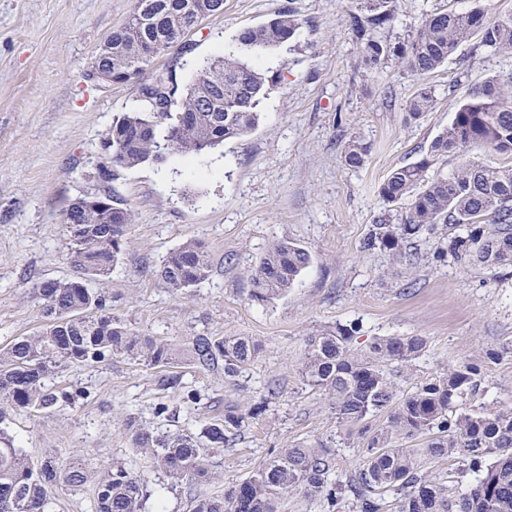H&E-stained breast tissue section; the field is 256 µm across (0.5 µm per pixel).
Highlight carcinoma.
Masks as SVG:
<instances>
[{
    "mask_svg": "<svg viewBox=\"0 0 512 512\" xmlns=\"http://www.w3.org/2000/svg\"><path fill=\"white\" fill-rule=\"evenodd\" d=\"M472 2L466 11L425 15L415 36L397 46L379 37L396 22L397 0H360L348 23L371 71L396 57L408 73L429 75L475 36L477 48L512 55V15L492 18L483 0ZM222 3L133 0L126 23L104 38L99 68L112 70L116 82L138 84L146 103L143 112L113 119L107 146L113 166L132 168L170 152L200 155L257 128L258 106L275 76L248 60L231 52L213 55L183 91L171 71L146 73L154 58L193 32L194 17L219 15ZM301 25L288 8L242 29L237 42L241 50L257 54L288 43ZM432 104L433 91L422 84L407 110L418 119ZM474 147L512 157V74L470 85L451 123L425 154L390 172L379 187L389 208L371 224L363 248L386 250L399 259L406 242L438 224H455L472 227L448 244L457 261L512 266V165L464 160L443 172L448 156ZM368 155L365 139L351 133L342 148L344 165L361 168ZM98 198L107 207L88 211L81 197L66 209L77 275L36 285L42 329L0 344V512H56L54 490L86 484L94 487V512H146L151 497L148 480L122 463L91 465L55 455L33 461L3 427L18 413H51L73 403V392L54 385L70 366L93 367L114 354L150 368L174 364L171 344L130 329L112 314L105 293L92 287L116 265L132 221L112 192ZM79 211L85 212L84 222L71 223ZM483 224L491 228L485 231ZM309 263L308 252L297 244H271L250 272L251 299L263 303L287 294ZM211 268L202 244L187 240L163 258L160 276L181 292L206 281ZM352 338V330L341 325L314 329L304 340L301 376L324 393L340 425L358 427L365 461L353 478L338 474L336 453L327 444L297 443L272 453L249 477L208 491L223 481L217 457L236 444L242 428L264 415L277 395L274 387L244 410L226 408L224 420L203 423L197 434L160 433L128 413L123 418L128 441L171 484L186 487L189 512H284L294 497L315 506L313 512H512V407L457 411L458 400L474 383L475 369L469 365L400 397L387 367L419 358L425 340L386 336L360 353ZM190 355L200 371L223 366L224 380L236 385L257 358L258 346L248 336H195ZM378 415L385 422L376 426ZM418 439L419 447L409 446ZM445 459L458 464L454 483L472 476L464 489L429 471V465Z\"/></svg>",
    "mask_w": 512,
    "mask_h": 512,
    "instance_id": "carcinoma-1",
    "label": "carcinoma"
}]
</instances>
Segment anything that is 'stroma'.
<instances>
[{"label":"stroma","instance_id":"stroma-1","mask_svg":"<svg viewBox=\"0 0 512 512\" xmlns=\"http://www.w3.org/2000/svg\"><path fill=\"white\" fill-rule=\"evenodd\" d=\"M356 0H224L204 20L189 48H170L152 63L186 85L197 65L233 51L243 28L283 8L302 21L287 45L256 57L278 76L260 102L250 135L202 155H168L161 163L100 173L103 142L117 116L145 103L137 86L86 81L105 36L128 18L132 0H0V342L39 330L36 283L71 278L68 204L112 190L132 212L129 242L101 288L130 329L167 339L180 350L174 370L200 396L186 404L159 385L158 370L124 355L64 372L61 387L79 391L53 413L22 412L9 432L32 460L78 455L90 463L121 462L163 489L166 512H187V498L138 455L121 413L136 412L159 431L189 433L223 418L228 405L259 399L270 382L281 392L241 441L222 452L225 482L248 477L271 451L301 442L336 444L341 474L363 464L357 435L340 426L327 401L300 377L304 339L313 327L353 328L366 349L383 336H420L425 352L394 368L398 394L470 365L477 386L460 407L512 406V267L457 262L448 251L459 228L442 226L412 247V263L361 243L385 203L379 186L394 168L416 161L451 122L462 88L512 72V56L464 44L446 67L425 79L404 74L397 59L365 66L346 19ZM470 0H399L398 21L384 40L406 42L423 16ZM435 92L430 112L410 120L406 104L420 84ZM370 144L362 168L344 165L350 131ZM200 241L212 259L209 280L177 292L159 266L183 241ZM306 249L309 266L294 288L269 303L251 301L249 272L274 242ZM248 336L259 356L242 385L223 371H197L192 337ZM167 419L154 418L157 402Z\"/></svg>","mask_w":512,"mask_h":512}]
</instances>
